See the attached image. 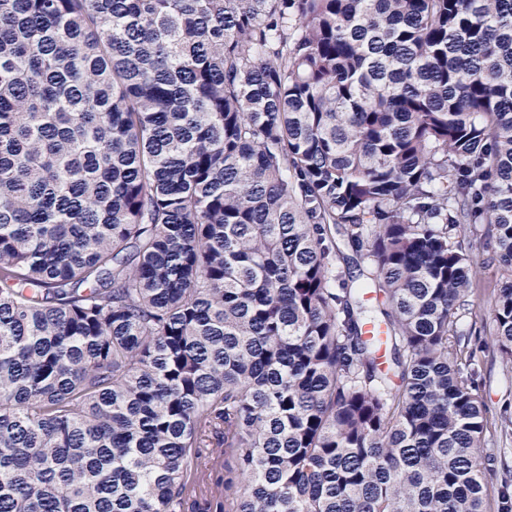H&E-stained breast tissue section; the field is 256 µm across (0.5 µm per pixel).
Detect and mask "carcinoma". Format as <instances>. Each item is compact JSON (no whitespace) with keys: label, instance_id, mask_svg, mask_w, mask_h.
Masks as SVG:
<instances>
[{"label":"carcinoma","instance_id":"cac0c4a2","mask_svg":"<svg viewBox=\"0 0 512 512\" xmlns=\"http://www.w3.org/2000/svg\"><path fill=\"white\" fill-rule=\"evenodd\" d=\"M485 252L512 0H0V512H484ZM217 483H219L220 486L223 484L224 487V455H214L203 481L200 482L196 491L187 499L185 512H198L202 510L208 512H225L224 494L220 499L222 505L221 510L223 511H219L220 505H218L217 508L216 501L212 498V495L215 494ZM207 501L211 502L210 508H204Z\"/></svg>","mask_w":512,"mask_h":512}]
</instances>
